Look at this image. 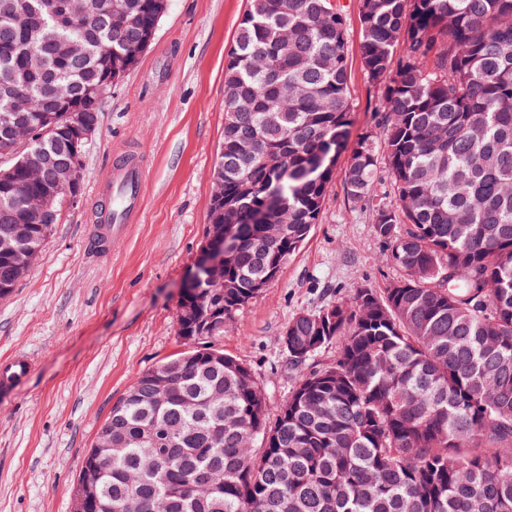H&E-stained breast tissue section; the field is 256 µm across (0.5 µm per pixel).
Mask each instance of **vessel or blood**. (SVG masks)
<instances>
[{"instance_id": "b4317fda", "label": "vessel or blood", "mask_w": 512, "mask_h": 512, "mask_svg": "<svg viewBox=\"0 0 512 512\" xmlns=\"http://www.w3.org/2000/svg\"><path fill=\"white\" fill-rule=\"evenodd\" d=\"M143 188V163L139 153L132 149L115 152L112 176L108 184L98 190L102 198L121 199L120 208L105 214L104 225L91 229L88 239L96 252H107L115 237L121 236L129 224L135 223ZM31 372V363L22 355L12 356L0 364V390L7 391L23 382Z\"/></svg>"}]
</instances>
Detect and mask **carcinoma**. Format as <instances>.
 <instances>
[{"label": "carcinoma", "instance_id": "cac0c4a2", "mask_svg": "<svg viewBox=\"0 0 512 512\" xmlns=\"http://www.w3.org/2000/svg\"><path fill=\"white\" fill-rule=\"evenodd\" d=\"M0 0V101L31 138L99 82L139 33L65 0ZM361 59L376 132L351 140L349 32L334 0H249L224 66V210L237 248L224 315L280 275L322 213L336 159L401 275L293 317L297 371L274 425L252 371L188 350L172 403L143 373L112 408V460L91 512H512V0H362ZM85 35L82 56L56 45ZM95 107L71 106L67 121ZM58 212L31 217L41 250ZM336 360L308 370L318 352ZM212 473L200 487L195 475Z\"/></svg>", "mask_w": 512, "mask_h": 512}]
</instances>
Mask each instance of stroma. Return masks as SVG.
<instances>
[{
  "label": "stroma",
  "instance_id": "stroma-1",
  "mask_svg": "<svg viewBox=\"0 0 512 512\" xmlns=\"http://www.w3.org/2000/svg\"><path fill=\"white\" fill-rule=\"evenodd\" d=\"M359 0H340L348 43L352 136L374 130L376 93L361 64ZM248 0H168L136 67L112 88L84 157L77 202L63 201L35 264L0 298V360L32 371L0 393V512H72L82 463L138 375L184 351L178 310L205 240L211 169L224 139V63ZM145 161L142 212L107 257L84 229L121 147ZM333 167L318 224L281 275L237 312L217 345L248 366L275 422L296 373L280 336L297 313L382 288L398 270L368 211Z\"/></svg>",
  "mask_w": 512,
  "mask_h": 512
}]
</instances>
